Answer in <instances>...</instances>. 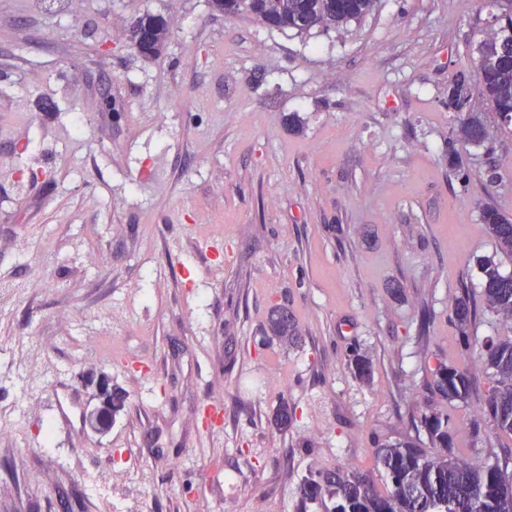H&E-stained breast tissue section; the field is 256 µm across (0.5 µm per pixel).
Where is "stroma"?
<instances>
[{
    "label": "stroma",
    "mask_w": 512,
    "mask_h": 512,
    "mask_svg": "<svg viewBox=\"0 0 512 512\" xmlns=\"http://www.w3.org/2000/svg\"><path fill=\"white\" fill-rule=\"evenodd\" d=\"M494 12L380 0L300 33L209 0H0V512H325L299 501L309 470L386 491L376 449L433 411L462 455L512 459L479 357L512 319L479 309L465 338L452 322L481 259L512 273L481 221L512 218V134L491 119L465 143L448 107L455 79L480 87ZM148 14L170 24L156 59L130 42ZM203 217L217 275L172 230ZM277 303L296 346L267 330ZM440 363L473 375L467 400L435 390ZM101 375L126 403L97 434Z\"/></svg>",
    "instance_id": "35a3bbf8"
}]
</instances>
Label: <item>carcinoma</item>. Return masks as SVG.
I'll return each instance as SVG.
<instances>
[{"label":"carcinoma","instance_id":"obj_1","mask_svg":"<svg viewBox=\"0 0 512 512\" xmlns=\"http://www.w3.org/2000/svg\"><path fill=\"white\" fill-rule=\"evenodd\" d=\"M211 5L226 17L247 16L269 27L308 32L357 20L373 11L377 0H211ZM146 29L152 36L150 47L155 55H161L168 41L167 23L159 16L146 15L133 25L131 40ZM480 52L482 99L498 116L512 113V15L498 21L495 37L485 40ZM484 130L483 118L472 114L461 125L459 136L480 145L485 141ZM481 221L501 252L512 255V222L492 206L483 208ZM480 269L484 306L511 319L512 274L500 272L490 260L481 262ZM476 314L477 303L469 294L457 299L454 317L462 336H468ZM268 330L285 346L298 343L295 322L280 306L271 310ZM480 357L490 370L484 410L498 430L512 434V338L489 344ZM348 366L359 380H368L372 375L371 362L356 349L348 355ZM472 386L466 370L443 363L434 369V387L450 401L469 397ZM293 417V410L283 401L275 410L273 422L279 430L286 431ZM421 427L437 447L435 454H428L412 441L377 449V468L383 469L391 483L387 494L377 493L370 472L316 470L299 484L301 502L328 498L334 505L327 512H512V499L499 496L500 484L508 476L507 466H479L456 454L450 446L446 415H426Z\"/></svg>","mask_w":512,"mask_h":512}]
</instances>
